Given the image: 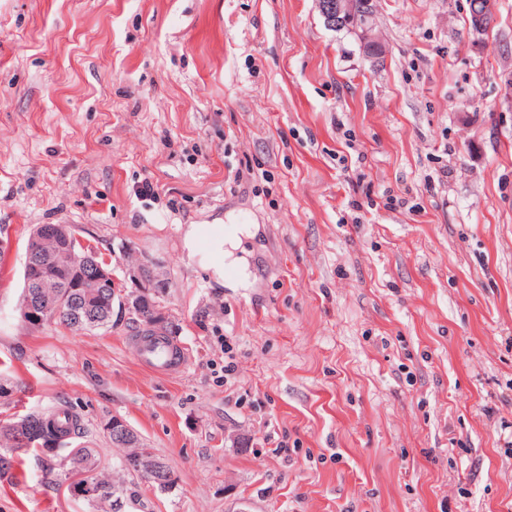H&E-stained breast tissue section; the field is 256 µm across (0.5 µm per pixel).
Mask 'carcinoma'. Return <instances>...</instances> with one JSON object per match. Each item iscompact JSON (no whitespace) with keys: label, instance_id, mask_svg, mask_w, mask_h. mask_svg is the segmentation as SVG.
<instances>
[{"label":"carcinoma","instance_id":"cac0c4a2","mask_svg":"<svg viewBox=\"0 0 512 512\" xmlns=\"http://www.w3.org/2000/svg\"><path fill=\"white\" fill-rule=\"evenodd\" d=\"M43 226H36L31 232L27 250L42 249L46 252L59 250L70 256V262L63 266L46 263L45 269L23 271V288L19 299L21 318L28 325H41L33 312H41L45 302V290L35 287L34 281L41 275L53 280L51 289L58 315L44 317V321H54L75 331L107 329L112 323V294L115 285L112 280L98 281V269L106 267L103 258L93 250L81 245L74 231L67 224L53 225L50 242H44ZM81 421L73 415L62 422L52 414L38 413L25 416L8 424H0V476L13 467L12 452L30 448H51L64 441V438L78 435ZM114 445L126 449L125 468L139 472L137 457L146 450L140 436L128 429L123 440ZM45 472H53L55 467L63 469L64 475H87L95 487V494L85 498L89 504L112 503V495L117 487L111 480L97 474L98 459L91 448H71L57 465L39 459Z\"/></svg>","mask_w":512,"mask_h":512}]
</instances>
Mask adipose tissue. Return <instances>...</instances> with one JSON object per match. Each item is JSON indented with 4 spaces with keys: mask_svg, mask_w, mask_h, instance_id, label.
Instances as JSON below:
<instances>
[{
    "mask_svg": "<svg viewBox=\"0 0 512 512\" xmlns=\"http://www.w3.org/2000/svg\"><path fill=\"white\" fill-rule=\"evenodd\" d=\"M207 236L209 256L202 269L216 284H223L225 269H233V285L249 287L250 273L243 253L242 241L250 237L251 228L246 224H190L183 236V249L187 257H195L200 236Z\"/></svg>",
    "mask_w": 512,
    "mask_h": 512,
    "instance_id": "ef3b65f1",
    "label": "adipose tissue"
}]
</instances>
